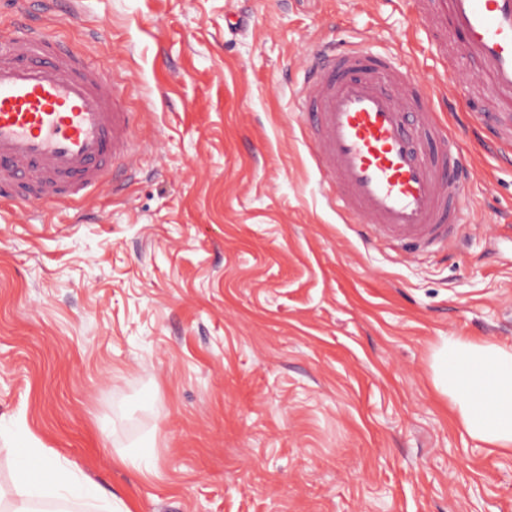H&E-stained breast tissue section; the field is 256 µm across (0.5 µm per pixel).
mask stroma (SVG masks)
Masks as SVG:
<instances>
[{
  "label": "stroma",
  "mask_w": 512,
  "mask_h": 512,
  "mask_svg": "<svg viewBox=\"0 0 512 512\" xmlns=\"http://www.w3.org/2000/svg\"><path fill=\"white\" fill-rule=\"evenodd\" d=\"M0 0L152 97L139 173L81 207L0 199V507L17 451L131 512H512V449L432 383L460 337L512 347V164L473 136L444 252L366 243L325 198L294 94L355 41L442 70L412 0Z\"/></svg>",
  "instance_id": "obj_1"
}]
</instances>
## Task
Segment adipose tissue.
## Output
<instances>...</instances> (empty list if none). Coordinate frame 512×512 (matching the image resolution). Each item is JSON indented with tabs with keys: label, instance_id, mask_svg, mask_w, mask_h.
I'll return each instance as SVG.
<instances>
[{
	"label": "adipose tissue",
	"instance_id": "adipose-tissue-1",
	"mask_svg": "<svg viewBox=\"0 0 512 512\" xmlns=\"http://www.w3.org/2000/svg\"><path fill=\"white\" fill-rule=\"evenodd\" d=\"M432 383L452 405L462 429L494 448L512 447V347L449 338L434 353ZM14 512H33V496L86 499L90 493L72 469L20 465L16 473Z\"/></svg>",
	"mask_w": 512,
	"mask_h": 512
}]
</instances>
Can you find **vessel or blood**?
<instances>
[{
	"label": "vessel or blood",
	"instance_id": "b4317fda",
	"mask_svg": "<svg viewBox=\"0 0 512 512\" xmlns=\"http://www.w3.org/2000/svg\"><path fill=\"white\" fill-rule=\"evenodd\" d=\"M436 53L474 64L463 82L495 108L470 123L512 162V0H414ZM328 198L369 238L442 251L466 222L470 172L432 94L390 52L323 45L296 95ZM143 119L121 80L24 21L0 29V198L76 206L134 171Z\"/></svg>",
	"mask_w": 512,
	"mask_h": 512
}]
</instances>
